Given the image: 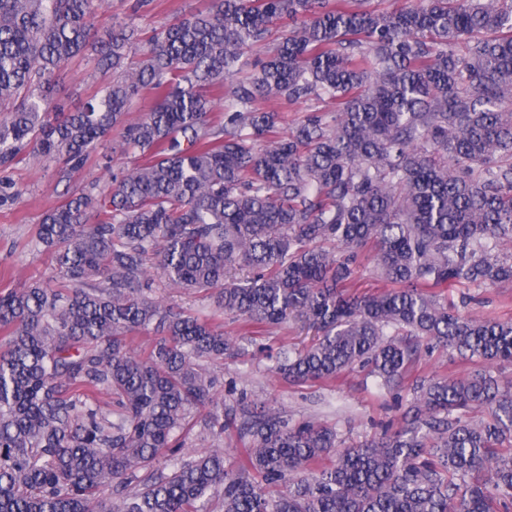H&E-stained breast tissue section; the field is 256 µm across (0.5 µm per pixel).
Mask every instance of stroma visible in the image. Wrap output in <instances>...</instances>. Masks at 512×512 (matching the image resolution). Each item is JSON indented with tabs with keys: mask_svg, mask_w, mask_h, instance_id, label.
Returning a JSON list of instances; mask_svg holds the SVG:
<instances>
[{
	"mask_svg": "<svg viewBox=\"0 0 512 512\" xmlns=\"http://www.w3.org/2000/svg\"><path fill=\"white\" fill-rule=\"evenodd\" d=\"M138 0H95L99 32L113 24L130 23L146 34L162 31L178 18L208 11L212 0H152L148 9ZM112 80L111 73L97 70L92 62L75 60L57 69L52 77L53 98L65 110L79 107L87 97ZM153 100L142 95L112 131V139L102 152L93 153L79 169L67 171L64 161L38 162L21 155L9 176L21 190L13 202L0 206V291L20 288L34 281L56 286L55 261L50 251L32 246L43 215L72 192L92 183L106 185L111 176L131 169L134 154L123 145L125 125L149 112ZM449 305L463 307L465 313L480 317H512V284L485 288H448ZM224 333L240 337L241 353L219 361H202L201 366L217 380L216 397L227 405L237 401H264L286 411L296 421H314L335 427L346 444L352 445L384 430L397 429L407 408L406 392L378 385L366 369L355 368L332 382L292 383L268 370L271 356L280 350H300L310 345L312 333L301 322L290 319L276 327L251 328L242 319L220 315ZM474 361L453 357L436 349L423 354L412 368L415 377L435 374L459 377L478 370ZM181 457L188 458L215 448L222 449L227 463L241 460L248 446L235 425H225L223 433L211 431L204 422L181 440Z\"/></svg>",
	"mask_w": 512,
	"mask_h": 512,
	"instance_id": "35a3bbf8",
	"label": "stroma"
}]
</instances>
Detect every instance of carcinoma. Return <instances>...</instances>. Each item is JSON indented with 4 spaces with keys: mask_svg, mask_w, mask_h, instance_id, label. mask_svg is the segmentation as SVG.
<instances>
[{
    "mask_svg": "<svg viewBox=\"0 0 512 512\" xmlns=\"http://www.w3.org/2000/svg\"><path fill=\"white\" fill-rule=\"evenodd\" d=\"M92 3L0 0V206L21 153L80 167L134 99H154L125 128L136 167L42 219L32 245L63 284L0 294V512H208L216 496L223 512H512V383L409 375L435 347L512 361L511 318L444 297L512 284L497 252L512 244V0H213L145 40L127 24L98 39ZM87 55L113 72L105 94L46 111L54 71ZM282 96L336 111L314 106L280 137L265 102ZM369 242L390 288L366 295L354 265ZM150 258L247 324L313 330L277 360L289 380L358 365L408 390L407 424L347 447L334 427L239 403L242 467L215 450L155 475L192 412L224 427L198 361L239 338L151 298ZM109 480L117 502L100 497Z\"/></svg>",
    "mask_w": 512,
    "mask_h": 512,
    "instance_id": "carcinoma-1",
    "label": "carcinoma"
}]
</instances>
